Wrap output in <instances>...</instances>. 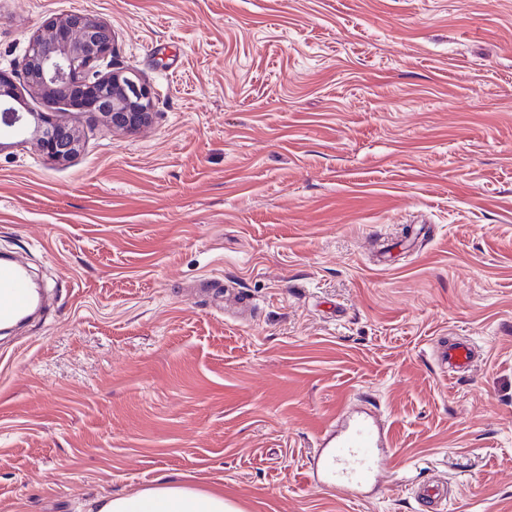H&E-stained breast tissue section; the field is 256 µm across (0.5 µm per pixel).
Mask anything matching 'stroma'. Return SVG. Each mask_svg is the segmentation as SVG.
I'll return each instance as SVG.
<instances>
[{
  "label": "stroma",
  "instance_id": "stroma-1",
  "mask_svg": "<svg viewBox=\"0 0 512 512\" xmlns=\"http://www.w3.org/2000/svg\"><path fill=\"white\" fill-rule=\"evenodd\" d=\"M106 21L151 123L0 154V255L48 307L0 335V512L160 480L239 512H512V0H0V72ZM240 289L251 310L219 309ZM479 360L442 369L443 342ZM377 484L314 486L341 409ZM415 498L421 506L426 508L425 510L440 512L444 509L437 508L447 501L448 490L444 484L423 481L416 484Z\"/></svg>",
  "mask_w": 512,
  "mask_h": 512
}]
</instances>
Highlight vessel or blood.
I'll return each instance as SVG.
<instances>
[{
    "label": "vessel or blood",
    "instance_id": "b4317fda",
    "mask_svg": "<svg viewBox=\"0 0 512 512\" xmlns=\"http://www.w3.org/2000/svg\"><path fill=\"white\" fill-rule=\"evenodd\" d=\"M33 285L24 269L0 263V322L19 317L36 303ZM441 366L449 369L473 367L474 348L465 341H449L438 354ZM388 449V439L369 413H345L337 429L325 433L318 441L314 457L313 479L316 486L349 491L367 486L381 468ZM417 502L436 512L448 498L445 485L423 481L415 489Z\"/></svg>",
    "mask_w": 512,
    "mask_h": 512
}]
</instances>
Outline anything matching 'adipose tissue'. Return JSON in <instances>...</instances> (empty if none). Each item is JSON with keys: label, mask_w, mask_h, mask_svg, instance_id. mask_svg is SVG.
Returning a JSON list of instances; mask_svg holds the SVG:
<instances>
[{"label": "adipose tissue", "mask_w": 512, "mask_h": 512, "mask_svg": "<svg viewBox=\"0 0 512 512\" xmlns=\"http://www.w3.org/2000/svg\"><path fill=\"white\" fill-rule=\"evenodd\" d=\"M96 512H238L223 495L162 483L133 495L101 499Z\"/></svg>", "instance_id": "adipose-tissue-1"}]
</instances>
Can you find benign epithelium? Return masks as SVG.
Listing matches in <instances>:
<instances>
[{
	"label": "benign epithelium",
	"instance_id": "7a95c632",
	"mask_svg": "<svg viewBox=\"0 0 512 512\" xmlns=\"http://www.w3.org/2000/svg\"><path fill=\"white\" fill-rule=\"evenodd\" d=\"M112 41V28L100 19L82 14L55 17L48 35L30 41L24 61L27 94L69 101L76 111L99 116L114 132L148 125L153 107L150 87L131 71L99 69L112 53ZM23 104L11 78L0 73V129H15L23 136L16 142H1V152L32 142L49 159L60 162L79 151L76 126L57 123L43 112H22Z\"/></svg>",
	"mask_w": 512,
	"mask_h": 512
}]
</instances>
